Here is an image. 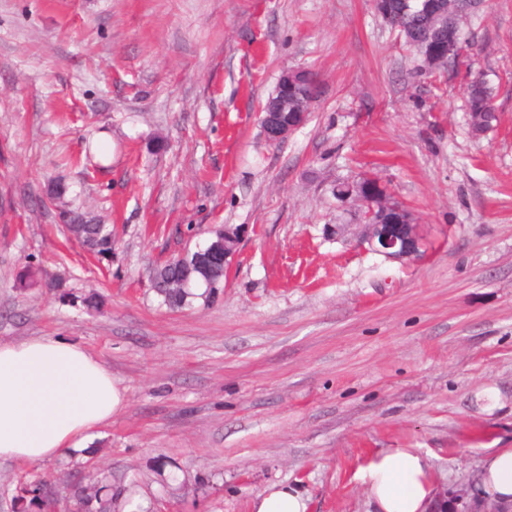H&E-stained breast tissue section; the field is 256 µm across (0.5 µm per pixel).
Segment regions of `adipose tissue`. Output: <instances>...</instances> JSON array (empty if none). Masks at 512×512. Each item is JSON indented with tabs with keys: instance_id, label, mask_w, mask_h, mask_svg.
Wrapping results in <instances>:
<instances>
[{
	"instance_id": "ef3b65f1",
	"label": "adipose tissue",
	"mask_w": 512,
	"mask_h": 512,
	"mask_svg": "<svg viewBox=\"0 0 512 512\" xmlns=\"http://www.w3.org/2000/svg\"><path fill=\"white\" fill-rule=\"evenodd\" d=\"M124 391L104 364L63 337L0 343V460L35 465L79 447L120 412ZM356 478L375 512H433L438 488L416 448L371 456ZM473 496L512 507V448H490L473 479ZM252 512H307L293 485L275 484Z\"/></svg>"
}]
</instances>
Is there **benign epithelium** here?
<instances>
[{"label": "benign epithelium", "instance_id": "1", "mask_svg": "<svg viewBox=\"0 0 512 512\" xmlns=\"http://www.w3.org/2000/svg\"><path fill=\"white\" fill-rule=\"evenodd\" d=\"M299 71L287 70L279 78L274 92L261 110L260 123L267 140L279 144L289 135L303 127L313 110V104H308L290 116L286 115L288 107V92L298 82ZM342 204L354 207V223L329 224L326 226L328 237L345 239L355 242L368 252L381 255L391 261L411 260L421 253L422 239L418 231L417 220H409L398 224H367L364 216L378 208L383 210L390 206L386 196L380 195L367 198L363 195L347 197ZM228 233L236 237L234 246L221 249L211 238L195 244V247L177 255L181 260L192 256L194 261L205 269L210 268L213 257L224 254V268L231 269L239 254L245 226H224Z\"/></svg>", "mask_w": 512, "mask_h": 512}]
</instances>
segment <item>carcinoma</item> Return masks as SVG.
Here are the masks:
<instances>
[{
  "label": "carcinoma",
  "instance_id": "cac0c4a2",
  "mask_svg": "<svg viewBox=\"0 0 512 512\" xmlns=\"http://www.w3.org/2000/svg\"><path fill=\"white\" fill-rule=\"evenodd\" d=\"M374 7L405 44L422 56L428 72L456 63L445 50L460 40L461 21L473 10L472 0H374ZM492 97V88L483 80L474 79L468 85V120L472 131L497 121ZM66 228L94 255L104 259L112 256L111 225L90 222L77 213ZM203 280L196 269L169 259L154 269L151 288L161 305L182 310L199 298L204 302L216 298V288L206 286L202 292H196ZM78 500L80 512H111L112 484L106 477L95 478L88 488L79 491ZM17 501L22 512H51L53 505L40 484L19 486Z\"/></svg>",
  "mask_w": 512,
  "mask_h": 512
}]
</instances>
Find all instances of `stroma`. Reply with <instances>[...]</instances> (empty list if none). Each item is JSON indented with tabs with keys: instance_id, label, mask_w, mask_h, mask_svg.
Listing matches in <instances>:
<instances>
[{
	"instance_id": "obj_1",
	"label": "stroma",
	"mask_w": 512,
	"mask_h": 512,
	"mask_svg": "<svg viewBox=\"0 0 512 512\" xmlns=\"http://www.w3.org/2000/svg\"><path fill=\"white\" fill-rule=\"evenodd\" d=\"M464 30L430 73L373 0H0V342L77 341L126 396L83 450L1 461L0 512L20 482L76 512L102 466L115 512H251L279 483L370 512L376 452L420 449L453 495L512 446V0ZM298 68L321 98L270 144L261 108ZM475 77L498 114L478 138ZM366 173L417 218L418 258L327 237L352 219L331 185ZM67 210L111 225V258ZM225 224L249 231L223 292L160 307L151 270ZM29 263L46 286H19Z\"/></svg>"
}]
</instances>
